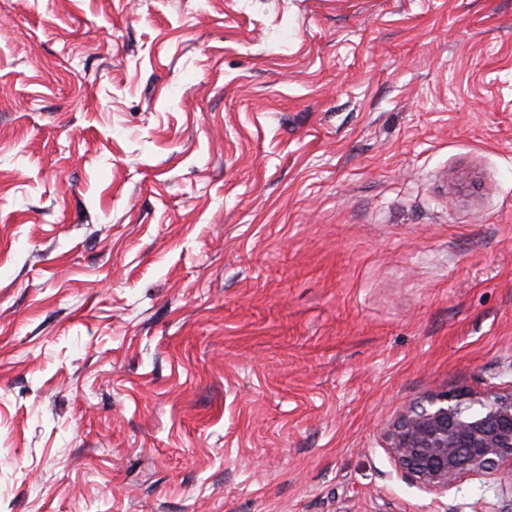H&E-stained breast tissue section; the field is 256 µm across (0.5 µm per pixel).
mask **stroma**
Instances as JSON below:
<instances>
[{
  "instance_id": "obj_1",
  "label": "stroma",
  "mask_w": 512,
  "mask_h": 512,
  "mask_svg": "<svg viewBox=\"0 0 512 512\" xmlns=\"http://www.w3.org/2000/svg\"><path fill=\"white\" fill-rule=\"evenodd\" d=\"M512 389V0H0V512H443L381 436Z\"/></svg>"
}]
</instances>
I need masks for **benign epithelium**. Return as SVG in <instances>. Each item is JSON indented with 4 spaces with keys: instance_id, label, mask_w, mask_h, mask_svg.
Here are the masks:
<instances>
[{
    "instance_id": "obj_1",
    "label": "benign epithelium",
    "mask_w": 512,
    "mask_h": 512,
    "mask_svg": "<svg viewBox=\"0 0 512 512\" xmlns=\"http://www.w3.org/2000/svg\"><path fill=\"white\" fill-rule=\"evenodd\" d=\"M401 476L427 492L487 479L512 512V390L454 387L410 403L383 433Z\"/></svg>"
}]
</instances>
